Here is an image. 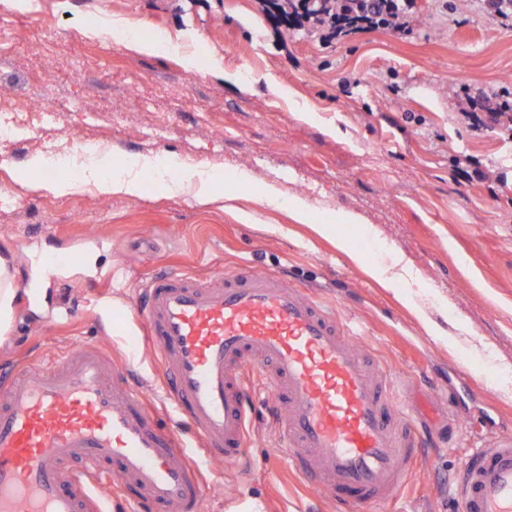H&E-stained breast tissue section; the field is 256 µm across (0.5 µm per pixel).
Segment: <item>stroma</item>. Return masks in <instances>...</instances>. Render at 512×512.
<instances>
[{
    "label": "stroma",
    "instance_id": "stroma-1",
    "mask_svg": "<svg viewBox=\"0 0 512 512\" xmlns=\"http://www.w3.org/2000/svg\"><path fill=\"white\" fill-rule=\"evenodd\" d=\"M32 11L0 7V85L9 104L48 97L56 123L43 138L64 149L107 138L113 163L168 155L224 178L215 203L156 194L144 175L135 198L95 188L57 197L16 178L38 141L0 143V256L12 257L21 293L0 360L17 337L54 360L83 342L135 349V378L157 403L153 347L135 323L111 329L110 300L138 298L144 275L171 266L209 275L241 264L285 272L363 324L368 354L395 373L413 371L398 394L414 426L447 432L404 494L377 512H461L455 476L477 449L512 433V142L469 130L453 89L495 96L512 88V26L484 0H412L410 34L372 28L321 42L284 28L259 0H37ZM166 33L185 52L221 57L239 82L190 71L84 26L102 18ZM277 88H270L269 79ZM316 113V121L304 112ZM466 155L495 182L458 181L451 156ZM249 185H241L239 173ZM276 186L312 210L308 224L261 206ZM253 215L241 222L236 212ZM359 217L344 224L342 213ZM335 234L320 236L316 225ZM347 250H340L338 240ZM77 250L78 266L52 254ZM404 257L410 282L387 289L366 267ZM122 279L97 318L65 322L101 270ZM246 461L204 462V512H337L276 451L267 394L254 383Z\"/></svg>",
    "mask_w": 512,
    "mask_h": 512
}]
</instances>
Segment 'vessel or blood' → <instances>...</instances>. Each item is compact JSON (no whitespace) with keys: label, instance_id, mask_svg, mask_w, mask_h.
<instances>
[{"label":"vessel or blood","instance_id":"b4317fda","mask_svg":"<svg viewBox=\"0 0 512 512\" xmlns=\"http://www.w3.org/2000/svg\"><path fill=\"white\" fill-rule=\"evenodd\" d=\"M143 291L135 316L156 348L161 406L98 343L0 376V512H112L100 491L107 469L145 512H203L194 455H245L255 376L278 411L282 453L341 512L391 502L415 476L420 435L395 378L334 306L251 265L175 270ZM456 491L462 512H512V440L471 456Z\"/></svg>","mask_w":512,"mask_h":512}]
</instances>
